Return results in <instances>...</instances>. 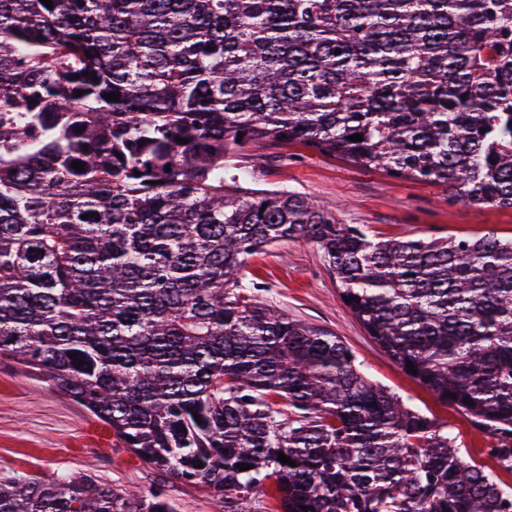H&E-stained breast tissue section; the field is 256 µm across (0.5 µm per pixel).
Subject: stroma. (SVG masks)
I'll return each mask as SVG.
<instances>
[{"label":"stroma","instance_id":"obj_1","mask_svg":"<svg viewBox=\"0 0 512 512\" xmlns=\"http://www.w3.org/2000/svg\"><path fill=\"white\" fill-rule=\"evenodd\" d=\"M234 163L241 186L307 196L344 223L367 225L381 240L490 232L512 238L510 209L452 203L444 187L395 179L299 143L259 147ZM247 272L261 299L289 317L335 332L368 378L447 424L461 450L474 456L490 446L469 417L436 399L367 336L340 300L314 242H280L251 257ZM71 473L91 475L126 493L164 488L178 512H224L223 499L201 484L144 464L85 408L50 391L37 375L0 361V474L51 481Z\"/></svg>","mask_w":512,"mask_h":512}]
</instances>
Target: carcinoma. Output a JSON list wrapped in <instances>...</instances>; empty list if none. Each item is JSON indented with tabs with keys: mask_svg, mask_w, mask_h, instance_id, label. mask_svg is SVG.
Returning <instances> with one entry per match:
<instances>
[{
	"mask_svg": "<svg viewBox=\"0 0 512 512\" xmlns=\"http://www.w3.org/2000/svg\"><path fill=\"white\" fill-rule=\"evenodd\" d=\"M52 3L0 0V359L228 512L257 486L278 512H512V239L381 241L232 163L298 142L512 209V0ZM299 238L495 468L255 295L249 258ZM0 512L177 508L4 475Z\"/></svg>",
	"mask_w": 512,
	"mask_h": 512,
	"instance_id": "1",
	"label": "carcinoma"
}]
</instances>
